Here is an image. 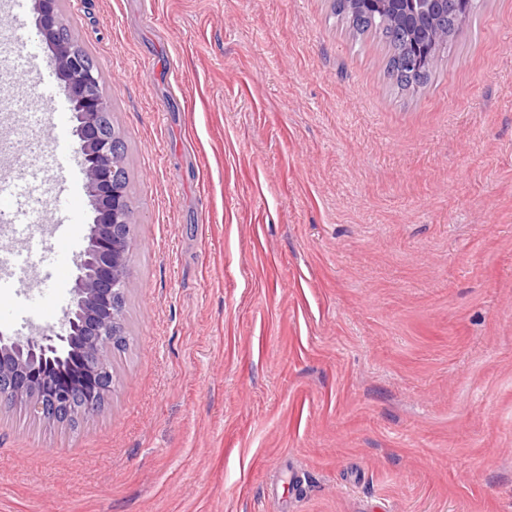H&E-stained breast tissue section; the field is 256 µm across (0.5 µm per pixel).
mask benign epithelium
Masks as SVG:
<instances>
[{
  "label": "benign epithelium",
  "mask_w": 512,
  "mask_h": 512,
  "mask_svg": "<svg viewBox=\"0 0 512 512\" xmlns=\"http://www.w3.org/2000/svg\"><path fill=\"white\" fill-rule=\"evenodd\" d=\"M411 31L414 53L404 66L416 69L431 60L437 42L448 43L436 23L454 0H364ZM62 0H35L36 29L47 44L72 108L75 155L94 217L87 243L77 256L71 299L63 312V332L40 329L28 335L0 332V412L24 407L46 418L64 412L82 421L100 411L103 388H112L111 352L118 337L120 305L132 288L127 231L134 223L118 182V135L107 127L110 102L101 92L100 72L79 36L61 20ZM83 337V367L73 376L53 374L43 363L69 353Z\"/></svg>",
  "instance_id": "obj_1"
}]
</instances>
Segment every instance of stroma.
<instances>
[{
    "instance_id": "stroma-1",
    "label": "stroma",
    "mask_w": 512,
    "mask_h": 512,
    "mask_svg": "<svg viewBox=\"0 0 512 512\" xmlns=\"http://www.w3.org/2000/svg\"><path fill=\"white\" fill-rule=\"evenodd\" d=\"M62 20L127 146L130 343L77 427L0 413V512H512V0L414 91L333 0ZM34 54L0 12V66ZM48 98L0 79L18 183L52 129L15 104Z\"/></svg>"
}]
</instances>
